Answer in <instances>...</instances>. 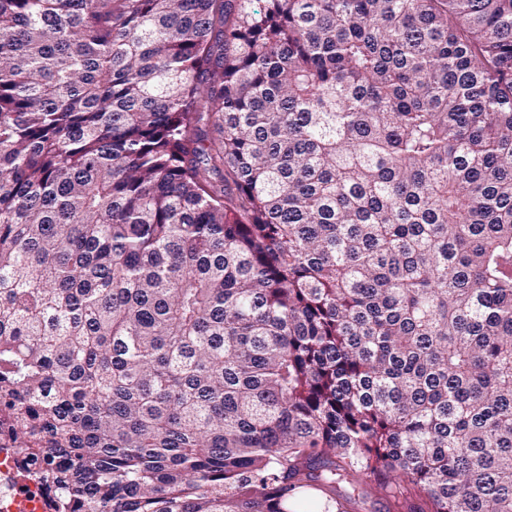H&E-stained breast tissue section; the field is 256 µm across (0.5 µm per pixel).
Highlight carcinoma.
<instances>
[{
    "instance_id": "carcinoma-1",
    "label": "carcinoma",
    "mask_w": 512,
    "mask_h": 512,
    "mask_svg": "<svg viewBox=\"0 0 512 512\" xmlns=\"http://www.w3.org/2000/svg\"><path fill=\"white\" fill-rule=\"evenodd\" d=\"M2 407L61 512H512V0H0Z\"/></svg>"
}]
</instances>
